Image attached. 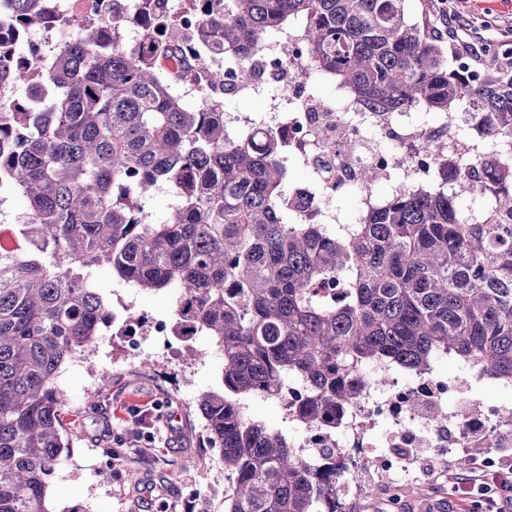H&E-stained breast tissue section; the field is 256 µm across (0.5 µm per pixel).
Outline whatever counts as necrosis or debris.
<instances>
[{
	"instance_id": "4bbe7bcc",
	"label": "necrosis or debris",
	"mask_w": 512,
	"mask_h": 512,
	"mask_svg": "<svg viewBox=\"0 0 512 512\" xmlns=\"http://www.w3.org/2000/svg\"><path fill=\"white\" fill-rule=\"evenodd\" d=\"M250 62L255 81L227 86L230 95L251 96L273 88L277 91L271 111L248 115L228 112L224 127L233 135L255 136L273 131L288 141L308 168V182L293 186L289 198L297 213L315 214L326 224L340 223L336 193L356 187L363 207L381 204L363 173L379 169L388 178L399 179L407 188L431 187L439 168L429 140H443L453 157L449 181H456L474 167L473 150L466 142L470 114L447 119L420 105L403 112H380L372 105L340 93L320 96L314 88L319 75L303 50L297 31L287 30L264 39ZM335 114L341 122L323 139L320 126ZM371 382L360 397L343 411L335 431L303 428L294 446L315 469L335 467L341 478L337 492L356 489L354 475L373 445V430L384 420L385 449L375 458L381 475L413 468L416 448H508L512 446V406L492 404L469 413L462 399V384L448 383L434 370L413 371L389 365L370 368Z\"/></svg>"
}]
</instances>
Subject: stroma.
I'll return each instance as SVG.
<instances>
[{
  "label": "stroma",
  "mask_w": 512,
  "mask_h": 512,
  "mask_svg": "<svg viewBox=\"0 0 512 512\" xmlns=\"http://www.w3.org/2000/svg\"><path fill=\"white\" fill-rule=\"evenodd\" d=\"M464 10L487 47L512 41V0H467ZM137 347L125 337L98 340L87 356L64 366L59 381L68 404L63 420L72 436L71 464L65 465L50 493L57 512L82 506L85 512H224V463L207 449L200 436V419L186 407L204 392L220 387L223 359L208 337L192 343L195 359H188L183 341L174 340L171 352L160 350L152 336L154 318L175 322V304L167 292H138L133 308ZM100 391L97 406L86 403ZM247 414L296 439L300 428L290 421L279 400L246 399ZM157 407L155 440L143 449L142 432L130 429L128 407ZM127 443L123 459L111 480H103L107 448L114 434ZM433 471L410 472L406 482H383L363 467L359 482L368 495L348 494L344 512H448V482L441 473L450 469L469 475L482 462L484 451L469 448L441 459L428 449Z\"/></svg>",
  "instance_id": "obj_1"
}]
</instances>
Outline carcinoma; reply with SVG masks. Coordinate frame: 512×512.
Wrapping results in <instances>:
<instances>
[{
    "instance_id": "obj_1",
    "label": "carcinoma",
    "mask_w": 512,
    "mask_h": 512,
    "mask_svg": "<svg viewBox=\"0 0 512 512\" xmlns=\"http://www.w3.org/2000/svg\"><path fill=\"white\" fill-rule=\"evenodd\" d=\"M134 2L112 0L110 20L63 17L54 0L0 11V28L66 34L46 67L0 47V201H24L0 250V512H56L71 448L58 378L112 319L100 267L143 292L177 290L179 326L221 352L222 388L196 408L224 462V512H330L310 464L244 399L331 428L378 363L423 370L448 355L512 383V47L480 59L408 0H183L181 17L166 0ZM288 27L329 83L383 112L423 104L451 120L467 104L473 149L492 145L493 165L452 191L393 189L356 224L302 223L288 144L231 141L224 99L189 106L177 92L209 56L246 58ZM160 185L175 203L155 224ZM478 188L468 218L459 201ZM290 378L304 385L292 401Z\"/></svg>"
}]
</instances>
